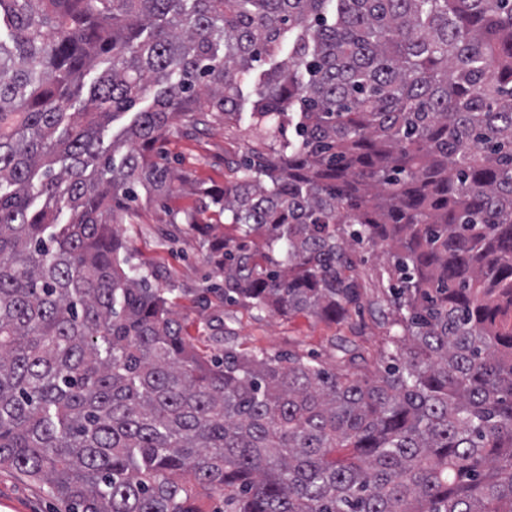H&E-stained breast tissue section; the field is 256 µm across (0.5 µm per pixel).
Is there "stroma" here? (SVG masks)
Returning a JSON list of instances; mask_svg holds the SVG:
<instances>
[{"label":"stroma","mask_w":512,"mask_h":512,"mask_svg":"<svg viewBox=\"0 0 512 512\" xmlns=\"http://www.w3.org/2000/svg\"><path fill=\"white\" fill-rule=\"evenodd\" d=\"M252 138L247 124L231 131L217 124L190 135H168L164 150L167 161L182 173L220 185L225 160L241 155ZM116 221L130 245L134 264L155 268L156 286L167 289L171 309L195 345L209 354L223 353V344L216 342L210 330L224 317L223 302L215 297L204 307L196 302L202 290L220 283L222 276L205 260L197 235L187 225L169 224L164 202L144 193L129 211L118 214ZM234 314L242 348L258 346L272 354L288 350L312 353L329 367L336 363L332 336L349 337L368 351L374 350L383 336L382 328L367 311L342 325L300 315H270L257 321L241 308ZM59 508L48 486L0 469V512H58Z\"/></svg>","instance_id":"stroma-1"}]
</instances>
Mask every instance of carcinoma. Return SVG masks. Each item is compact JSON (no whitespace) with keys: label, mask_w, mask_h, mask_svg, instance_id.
I'll list each match as a JSON object with an SVG mask.
<instances>
[{"label":"carcinoma","mask_w":512,"mask_h":512,"mask_svg":"<svg viewBox=\"0 0 512 512\" xmlns=\"http://www.w3.org/2000/svg\"><path fill=\"white\" fill-rule=\"evenodd\" d=\"M252 85L224 186L159 162ZM140 188L195 196L224 304L383 313L378 365L232 314L197 351L114 224ZM0 468L64 512H512V0H0ZM152 102V94H150L145 100H143L134 110L125 113L122 116L117 117L113 122H111L103 131V140L104 147L108 146L112 142V138L119 135L121 131L130 123L134 113L138 112L141 109H144L146 106L151 104Z\"/></svg>","instance_id":"obj_1"}]
</instances>
